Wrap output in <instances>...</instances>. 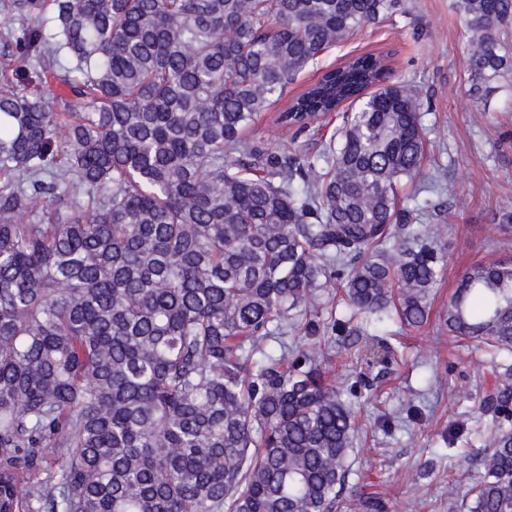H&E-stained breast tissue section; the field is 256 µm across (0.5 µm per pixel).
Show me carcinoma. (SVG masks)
Instances as JSON below:
<instances>
[{
	"label": "carcinoma",
	"instance_id": "cac0c4a2",
	"mask_svg": "<svg viewBox=\"0 0 512 512\" xmlns=\"http://www.w3.org/2000/svg\"><path fill=\"white\" fill-rule=\"evenodd\" d=\"M21 67L64 103L0 90V512H339L356 431L325 370L388 366L377 328H420L446 270L416 88L388 55L327 69L277 113L332 112L313 157L249 140L288 85L402 0H11ZM477 96L512 74V0H457ZM409 226L391 262L384 246ZM341 288L348 320L318 297ZM448 333L512 351V264L472 266ZM293 341H288V333ZM480 408L467 512H512V386Z\"/></svg>",
	"mask_w": 512,
	"mask_h": 512
}]
</instances>
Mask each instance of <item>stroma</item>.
<instances>
[{"mask_svg": "<svg viewBox=\"0 0 512 512\" xmlns=\"http://www.w3.org/2000/svg\"><path fill=\"white\" fill-rule=\"evenodd\" d=\"M405 15L387 18L354 33L325 52L286 92L296 96L322 70L352 55L384 52L394 81L415 86L422 98L426 130V171H439L447 184L440 223L447 246V271L435 289L430 320L419 329L390 325L387 342L397 353L390 369L336 358V385L350 403L358 427L343 500L354 493H378L383 512H461L478 477L477 452L490 440L485 394L511 383L499 356L483 377L470 363L483 358L477 343L453 339L439 319L463 273L489 258L512 263V75L499 79L487 100L473 104L462 63L471 34L456 0H404ZM275 112L262 115L252 136L269 147L314 151L318 140L336 133L340 121L328 116L298 134L278 127Z\"/></svg>", "mask_w": 512, "mask_h": 512, "instance_id": "stroma-1", "label": "stroma"}]
</instances>
